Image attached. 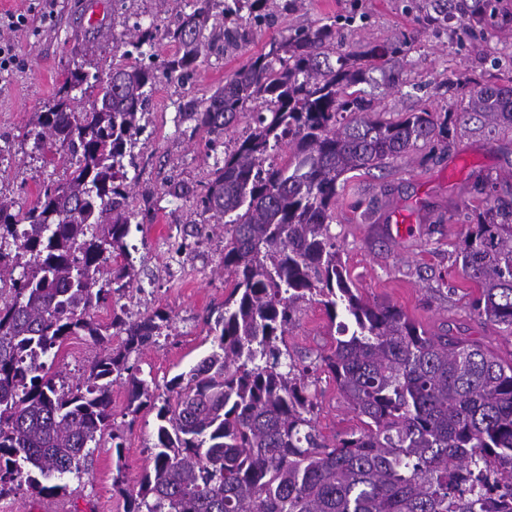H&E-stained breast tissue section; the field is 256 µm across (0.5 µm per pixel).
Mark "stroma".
I'll use <instances>...</instances> for the list:
<instances>
[{
    "label": "stroma",
    "instance_id": "1",
    "mask_svg": "<svg viewBox=\"0 0 512 512\" xmlns=\"http://www.w3.org/2000/svg\"><path fill=\"white\" fill-rule=\"evenodd\" d=\"M87 0H0V15L24 14L28 24L17 31L0 28V38L15 46L22 64L0 72V196L17 208L33 204L42 182L58 179L62 167L44 164L34 150L28 129L56 102L67 73L79 69L108 73L131 66L124 43L134 23L170 25L184 0H94L109 31L99 32L85 19ZM359 14L357 28L344 48L356 50L366 41L407 38L412 44L403 81L394 88L366 86L378 109L398 114L418 108L433 112L462 111L465 84L487 81L512 85V0H501V21L491 34L460 38L452 30L422 28L409 0H296L292 11L277 13L258 28L246 48L202 58L179 81L160 80L154 87L145 131L129 169L130 203L144 218L132 227L129 241L138 248L137 287L124 303L131 312H162L170 328L157 344L131 354L129 363L149 382L153 404L137 415L127 412V378L112 385L114 436H103L87 471L65 478L64 490L33 495L27 488L0 493V512H125L126 493H137L139 481L153 467L150 449L158 420L156 407L169 395V382L189 371L216 346L209 324L231 290L222 264L224 236L197 237V199L187 196L171 203L164 189L170 182L202 187L213 160L208 136L175 122L180 102L204 99L227 74L261 52L289 26L316 22L349 9ZM512 184V129L488 131L476 122L459 126L447 152H411L386 168L348 173L338 186L331 231L341 260L365 300L397 306L425 331L450 329L473 336L503 359L512 358V337L484 324L473 312L477 290L456 256L467 231L466 216L474 200L475 175ZM408 222V233L396 228ZM336 327L322 305L303 303L286 336L296 361L313 362L328 351ZM121 343L112 337L94 343L86 336L69 337L53 360V369L67 383L84 381L91 363ZM316 403L318 431L337 441L358 429L332 375L319 372L310 388ZM123 477L125 493L114 487Z\"/></svg>",
    "mask_w": 512,
    "mask_h": 512
}]
</instances>
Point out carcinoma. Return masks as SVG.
<instances>
[{
  "instance_id": "cac0c4a2",
  "label": "carcinoma",
  "mask_w": 512,
  "mask_h": 512,
  "mask_svg": "<svg viewBox=\"0 0 512 512\" xmlns=\"http://www.w3.org/2000/svg\"><path fill=\"white\" fill-rule=\"evenodd\" d=\"M164 31L133 26L126 45L145 62L102 75L70 72L63 92L85 85L94 103L77 112L60 99L27 132L64 178L42 185L25 211L0 196V489L26 484L43 495L80 473L111 426L112 376L128 373V410L150 402V386L127 366L156 342L169 319L92 311L133 287L126 238L136 215L126 166H135L141 120L159 77L180 80L203 53L249 42L272 21L268 0H232L223 23L216 0H184ZM500 0H419L426 28L463 30L493 22ZM247 11L250 26L233 16ZM355 17L340 14L288 29L209 97L178 105L180 122L210 135L254 110L252 122L216 159L197 199L203 223L224 228L232 290L217 311V347L170 380L174 399L157 411L153 468L126 512H512V361L483 342L429 334L398 307L351 288L330 231L338 182L420 148L450 149L457 126L512 128V86L473 81L462 112L372 117L360 85L380 71L402 81L410 43L368 42L343 52ZM175 55L156 62L161 39ZM286 145L289 155L275 160ZM458 260L479 288L473 310L512 335V189L481 178ZM120 257L122 262L112 264ZM338 321L335 345L318 357L362 427L336 442L313 424L309 369L283 347L303 303ZM342 320H337V317ZM123 337L95 360L83 385L66 386L46 359L70 336Z\"/></svg>"
}]
</instances>
